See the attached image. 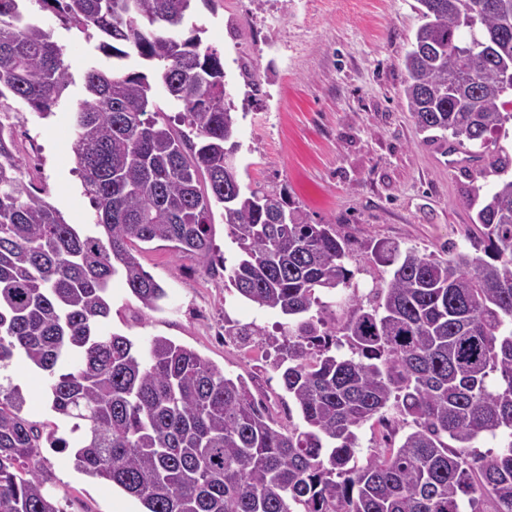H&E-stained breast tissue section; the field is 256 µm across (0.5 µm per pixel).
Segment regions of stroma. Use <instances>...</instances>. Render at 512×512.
I'll return each mask as SVG.
<instances>
[{
    "label": "stroma",
    "mask_w": 512,
    "mask_h": 512,
    "mask_svg": "<svg viewBox=\"0 0 512 512\" xmlns=\"http://www.w3.org/2000/svg\"><path fill=\"white\" fill-rule=\"evenodd\" d=\"M415 0H195L188 25L224 58L228 100L237 116L239 179L284 195L313 224H335L349 241L360 285L388 275L374 243L447 256L449 249L482 252L475 208L464 201L471 183L443 142L427 141L403 97L404 57L423 20ZM32 17L64 48L71 79L66 96L40 118L18 108L15 141L28 179L46 190L68 223L88 224L94 209L74 174L71 114L85 98L86 70L103 62L97 40L69 28L35 0ZM230 230L215 217L213 265L176 256L166 243L139 246L144 270L168 297L143 309L121 280L112 283L109 331L136 345L171 339L225 374L255 381L253 392L275 415L288 396L277 374L261 368L262 348L225 336L224 321L253 323L274 333L278 313L261 311L224 291L219 260ZM0 384L17 386L24 418L68 436L69 423L50 408L42 372L13 362ZM41 469L62 512H142L140 501L77 470L66 454L41 451Z\"/></svg>",
    "instance_id": "stroma-1"
}]
</instances>
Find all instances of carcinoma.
I'll return each instance as SVG.
<instances>
[{
    "label": "carcinoma",
    "instance_id": "carcinoma-1",
    "mask_svg": "<svg viewBox=\"0 0 512 512\" xmlns=\"http://www.w3.org/2000/svg\"><path fill=\"white\" fill-rule=\"evenodd\" d=\"M36 2L97 36L112 67L85 73L73 112L94 209L80 228L34 191L11 136L12 103L43 118L69 86L64 49L25 0H0V367L46 373L51 409L76 435L43 433L0 385V512H61L44 443L73 449L78 470L145 512H512V156L498 145L512 120V36L500 37L512 0H417L426 22L404 58L420 131L497 178L474 220L483 255L380 242L393 270L365 295L334 225L242 187L223 62L202 30L185 31L193 0ZM131 50L198 142L157 119L147 74L123 69ZM215 207L237 251L225 290L284 317L275 335L228 319L224 335L261 337L293 404L286 424L244 377L166 337L137 347L104 327L116 277L148 310L167 298L138 244L205 260ZM371 420L396 427L360 466L357 431ZM503 431L500 450H473Z\"/></svg>",
    "mask_w": 512,
    "mask_h": 512
}]
</instances>
